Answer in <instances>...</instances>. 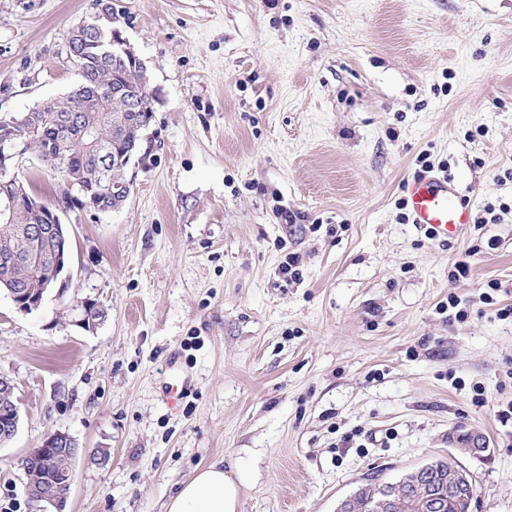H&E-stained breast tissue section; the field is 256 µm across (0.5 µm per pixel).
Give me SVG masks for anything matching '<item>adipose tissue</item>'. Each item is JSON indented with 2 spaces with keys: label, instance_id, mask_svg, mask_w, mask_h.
<instances>
[{
  "label": "adipose tissue",
  "instance_id": "obj_1",
  "mask_svg": "<svg viewBox=\"0 0 512 512\" xmlns=\"http://www.w3.org/2000/svg\"><path fill=\"white\" fill-rule=\"evenodd\" d=\"M243 482L242 467L227 471L218 463L207 465L169 498L166 512H239Z\"/></svg>",
  "mask_w": 512,
  "mask_h": 512
}]
</instances>
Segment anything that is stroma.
<instances>
[{
  "instance_id": "obj_1",
  "label": "stroma",
  "mask_w": 512,
  "mask_h": 512,
  "mask_svg": "<svg viewBox=\"0 0 512 512\" xmlns=\"http://www.w3.org/2000/svg\"><path fill=\"white\" fill-rule=\"evenodd\" d=\"M112 3L152 118L126 202L62 216L64 295L0 294V512H32L21 461L50 431L79 445L65 512H163L218 460L249 469L240 512H336L460 427L491 448L471 512H512V0ZM95 11L0 0L1 116L79 82ZM421 155L477 218L445 245L400 205ZM16 400L15 387L2 386L0 388V405L14 403ZM3 407V405L0 406V445L13 439L18 430L20 418L18 406H6L8 411H4ZM4 419L7 423L3 422Z\"/></svg>"
}]
</instances>
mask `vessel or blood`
Instances as JSON below:
<instances>
[{
    "label": "vessel or blood",
    "mask_w": 512,
    "mask_h": 512,
    "mask_svg": "<svg viewBox=\"0 0 512 512\" xmlns=\"http://www.w3.org/2000/svg\"><path fill=\"white\" fill-rule=\"evenodd\" d=\"M404 206L412 224L431 239L459 238L471 219L470 202L448 176L415 173L406 183Z\"/></svg>",
    "instance_id": "vessel-or-blood-1"
}]
</instances>
